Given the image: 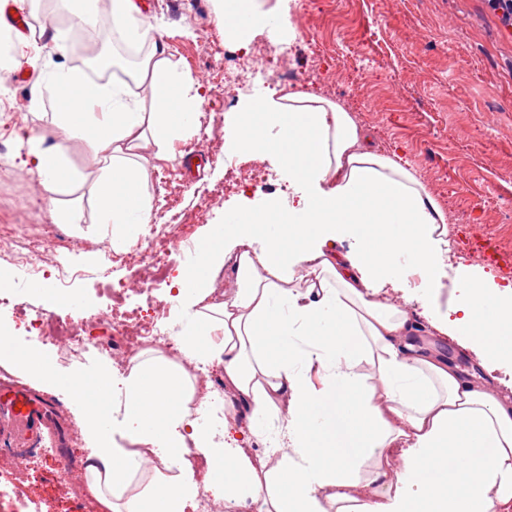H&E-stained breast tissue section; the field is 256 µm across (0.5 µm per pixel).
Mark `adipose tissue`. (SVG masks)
<instances>
[{"label":"adipose tissue","mask_w":512,"mask_h":512,"mask_svg":"<svg viewBox=\"0 0 512 512\" xmlns=\"http://www.w3.org/2000/svg\"><path fill=\"white\" fill-rule=\"evenodd\" d=\"M133 82L151 89L150 103L79 67L46 64L29 101L31 115L49 99L58 112L51 134L27 139L26 167L51 196L91 182L118 251L152 221L151 159H169L202 104L159 39ZM234 136L243 150L278 151L309 193L285 212L228 217L182 270L184 353L222 366L225 416L243 412L272 451L211 447L188 371L157 351L136 355L124 379L132 445L93 449L85 466L102 512H113L114 493L150 456L180 473L133 494L127 512H184L196 453L219 461L225 503L250 499L258 512H500L512 502V396L415 344L421 330L398 295L421 302L426 335L456 339L490 371L512 363V283L461 266L454 314L436 308L447 211L411 167L370 149L343 105L298 91L258 94ZM76 142L87 170L70 167ZM260 233L263 249L254 246ZM344 238L356 249L335 252ZM227 264L235 280L216 288ZM364 363L371 373L360 372Z\"/></svg>","instance_id":"ef3b65f1"}]
</instances>
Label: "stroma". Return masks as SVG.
Wrapping results in <instances>:
<instances>
[{"instance_id":"stroma-1","label":"stroma","mask_w":512,"mask_h":512,"mask_svg":"<svg viewBox=\"0 0 512 512\" xmlns=\"http://www.w3.org/2000/svg\"><path fill=\"white\" fill-rule=\"evenodd\" d=\"M145 19L160 21L151 37L163 38L172 61L203 98L197 126L175 146L176 160L155 161L149 183L155 200L179 213L181 245L207 247L217 224L242 208L271 204L284 211L295 205L305 187L289 182L276 152L243 153L231 134L235 112L264 90L263 76L255 75L229 97L202 78L204 71L224 66L225 55L215 53V46L245 59L252 48L225 41L224 21L216 16L213 0H152ZM280 38L290 44L291 66L298 70L310 65L313 38L326 42L331 55H348L336 74L335 101L355 114L379 153L408 161L447 209L454 250L477 265L481 259L472 255L470 238L501 234L512 248V31L501 27L486 0H308L296 25L283 29ZM29 97L12 77L0 82V141L7 147L0 153V224H47L54 207L75 210L78 223L56 230L78 243L69 260L84 274L60 289L49 281L23 282L14 269L1 265L0 284L21 289L28 310L88 323L95 339L112 335L109 327L88 322L107 306L120 317L136 309L147 320L164 315L170 335L180 337L181 311L172 283L155 286L152 303L137 295L113 303V285L135 278L138 271L122 266L104 278L89 261L90 253L111 245L98 231L91 186H76L53 199L22 168L20 139L50 133L57 111L49 102L40 119L19 122L17 111ZM228 156L235 158L236 172L225 168ZM257 171L268 173L265 185L246 182V175ZM45 359L44 370L55 378L56 388L46 389L35 378L30 384L35 391L50 392L59 418L77 431L79 418L69 393L94 388L108 359L93 351L74 361H60L52 352ZM104 402L112 430L103 440L72 439L65 455L39 458L25 474L0 460V479H16L23 494L40 499L41 512H78L61 466L84 471L92 448L102 441L112 448L130 445L118 378L110 379Z\"/></svg>"}]
</instances>
